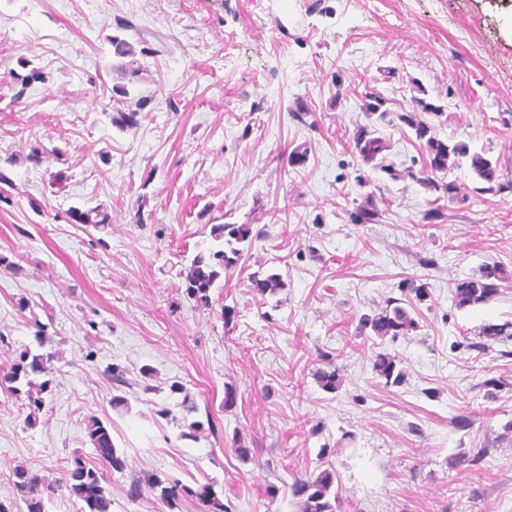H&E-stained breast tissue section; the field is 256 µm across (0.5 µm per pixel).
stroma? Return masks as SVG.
I'll return each mask as SVG.
<instances>
[{
  "label": "stroma",
  "mask_w": 512,
  "mask_h": 512,
  "mask_svg": "<svg viewBox=\"0 0 512 512\" xmlns=\"http://www.w3.org/2000/svg\"><path fill=\"white\" fill-rule=\"evenodd\" d=\"M424 102L439 139L496 161L503 190L480 191L465 161L446 175L454 197L422 182L402 116ZM363 130L400 178L361 164ZM0 173V367L47 321L58 354L35 426L0 390V502L19 503L21 466L56 485L48 512H75L64 472L96 464V417L124 461L105 473L112 512H200L148 488L129 500L151 473L213 483L232 512H298L291 486L323 457L341 512H512V342L454 346L512 323V0H0ZM367 203L373 219L352 223ZM225 223L253 240L206 309L186 276ZM494 266L495 298L457 307V283ZM261 268L282 274L277 296L253 291ZM405 278L428 291L417 328L361 333ZM381 349L401 385L375 373ZM175 382L215 421L198 440L161 414Z\"/></svg>",
  "instance_id": "obj_1"
}]
</instances>
